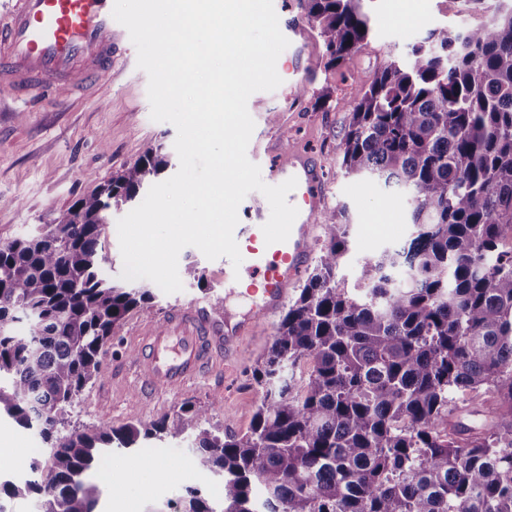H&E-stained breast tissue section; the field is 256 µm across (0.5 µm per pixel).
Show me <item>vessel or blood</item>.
Returning <instances> with one entry per match:
<instances>
[{
	"instance_id": "1",
	"label": "vessel or blood",
	"mask_w": 512,
	"mask_h": 512,
	"mask_svg": "<svg viewBox=\"0 0 512 512\" xmlns=\"http://www.w3.org/2000/svg\"><path fill=\"white\" fill-rule=\"evenodd\" d=\"M114 27L110 0H12L7 19H0V90L31 99L56 90L71 98L111 74ZM292 177L297 186L287 201L299 214L287 241L266 244L263 214L257 223L235 228L247 263L238 269L225 264L224 283L234 284L239 272L261 281L262 302L251 318L222 322L207 309L189 307L171 311L159 326H146L139 337L144 383L177 389L231 360L254 320L282 306L312 262L315 219L326 194L318 168L298 148L272 172L277 183Z\"/></svg>"
}]
</instances>
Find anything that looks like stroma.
<instances>
[{"label":"stroma","instance_id":"35a3bbf8","mask_svg":"<svg viewBox=\"0 0 512 512\" xmlns=\"http://www.w3.org/2000/svg\"><path fill=\"white\" fill-rule=\"evenodd\" d=\"M498 8H512V0H371V38L346 67L324 73L321 41L308 28L277 60L281 85L249 98L247 107L255 122L247 149L252 162L267 169L277 161L272 148L291 142L319 165L327 195L320 220L349 227V250L338 268L346 286H353L365 258L404 246L414 232L406 193L368 186L340 168L339 144L348 124L343 103L352 95L354 78L368 79L429 29L463 34L488 22ZM114 41L111 78L65 107L0 94V245L55 223L148 147L159 142L173 147L175 127L150 118L148 77L137 67L136 49L124 27H117ZM327 82L334 88L329 110L317 101ZM372 218L395 219L399 229L392 235H369ZM191 262L203 269L204 282L184 281L182 291L172 294L155 290L150 313L126 317L107 348V374L88 385L70 415L72 427H117L133 418L153 422L174 417L182 406L191 405L205 411V426L239 435L249 430L259 399L251 372L273 341L278 316L257 323L236 361L200 374L180 390H151L137 377V334L147 323L161 322L174 308L195 305H216L240 320L258 303L257 297L225 289L223 259L210 260L197 248H184L178 263ZM191 460V438L186 434L145 440L136 449L113 448L94 473L102 491L98 512H166L189 486L221 500L220 477L187 470Z\"/></svg>","mask_w":512,"mask_h":512}]
</instances>
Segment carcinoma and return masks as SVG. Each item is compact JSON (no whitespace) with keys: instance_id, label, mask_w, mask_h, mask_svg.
Here are the masks:
<instances>
[{"instance_id":"carcinoma-1","label":"carcinoma","mask_w":512,"mask_h":512,"mask_svg":"<svg viewBox=\"0 0 512 512\" xmlns=\"http://www.w3.org/2000/svg\"><path fill=\"white\" fill-rule=\"evenodd\" d=\"M364 0H295L324 69L367 41ZM341 139L345 174L409 196L416 235L337 279L345 224L288 304L253 379L250 430L221 433L205 412L119 428H69L104 346L152 291L105 278L112 209L170 165L162 147L79 199L57 223L0 245V416L45 444L33 480L40 512H95L89 475L140 439L193 432L194 464L224 479L214 502L187 489L175 512H512V11L463 35L433 29L408 59L354 81ZM309 365L306 376L293 374Z\"/></svg>"}]
</instances>
